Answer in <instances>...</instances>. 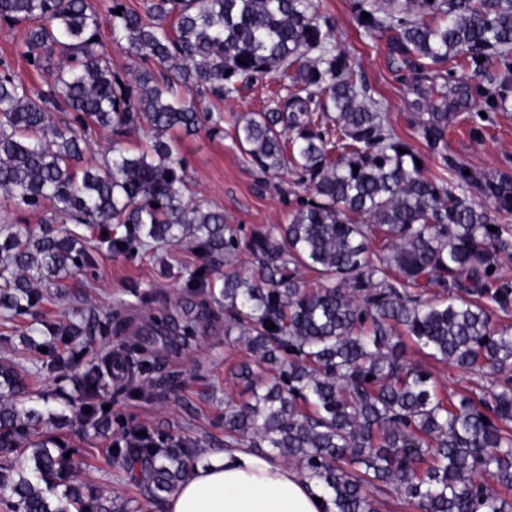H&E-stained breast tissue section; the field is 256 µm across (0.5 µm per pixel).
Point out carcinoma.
Returning a JSON list of instances; mask_svg holds the SVG:
<instances>
[{
    "instance_id": "cac0c4a2",
    "label": "carcinoma",
    "mask_w": 512,
    "mask_h": 512,
    "mask_svg": "<svg viewBox=\"0 0 512 512\" xmlns=\"http://www.w3.org/2000/svg\"><path fill=\"white\" fill-rule=\"evenodd\" d=\"M119 7L113 0L105 22L95 0H0V20L31 23L20 54L49 76L44 89L0 76V197L42 211L47 225L38 235L0 227V310L33 314L44 288L93 268L104 243L165 264L171 247L197 250L206 263L188 271L189 287L201 306L224 309L225 335L237 332L254 357L235 372L250 400L225 404L224 444L294 462L328 512H381L389 496L420 512H512L496 490L512 489V325L496 320L512 311V279L501 275L512 225L494 224L512 215V178L441 153L455 118L444 100L411 113L410 138L396 134L316 0ZM355 9L368 36L387 38L411 89L452 62L472 69L487 109L508 107L512 0H355ZM107 40L128 54L127 71L112 66ZM265 77L286 94L235 117V144L264 175L292 172L305 194L288 223L241 237L223 210L195 200L170 134H221L224 101ZM97 129L112 132V147L87 160ZM136 131L150 146L132 153L122 142ZM418 143L441 155L448 177L424 175ZM90 225L104 243L80 234ZM243 251L249 275L226 272L217 286L215 264L232 266ZM179 322L167 313L158 327L177 336L187 332ZM43 326L31 349H47V372L77 374L84 393L29 405L19 399L25 370L0 357V512H132L76 478L84 462L58 431L77 426L105 435L117 425L110 465L163 503L195 468V441L143 436L112 418L98 403L110 372L56 351L112 332V317ZM404 336L427 358L490 369V398L439 390L405 358ZM115 355L128 373L116 394L143 393L153 365L134 345Z\"/></svg>"
}]
</instances>
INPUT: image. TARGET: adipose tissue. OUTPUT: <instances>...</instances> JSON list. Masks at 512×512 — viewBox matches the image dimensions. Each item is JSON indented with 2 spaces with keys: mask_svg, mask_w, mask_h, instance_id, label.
Listing matches in <instances>:
<instances>
[{
  "mask_svg": "<svg viewBox=\"0 0 512 512\" xmlns=\"http://www.w3.org/2000/svg\"><path fill=\"white\" fill-rule=\"evenodd\" d=\"M291 464L229 445L196 467L165 501V512H326Z\"/></svg>",
  "mask_w": 512,
  "mask_h": 512,
  "instance_id": "obj_1",
  "label": "adipose tissue"
}]
</instances>
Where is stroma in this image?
<instances>
[{
	"label": "stroma",
	"mask_w": 512,
	"mask_h": 512,
	"mask_svg": "<svg viewBox=\"0 0 512 512\" xmlns=\"http://www.w3.org/2000/svg\"><path fill=\"white\" fill-rule=\"evenodd\" d=\"M317 4L336 41L350 52L363 73L372 94L386 104L390 124L401 137H409L414 96L403 80V70L392 58L386 38L364 34L356 22L354 0H317ZM26 30V24L0 21V73L39 84L44 72L17 52ZM477 85V78L468 68L456 69L449 80L435 82L436 90L447 92L448 109L456 114L448 129L446 152L482 174L512 177V108L486 112ZM278 89L270 78L247 84L238 96L225 102L223 115L228 118L261 111ZM173 145L187 163L196 199L223 209L227 224L247 234L263 224L287 223L294 202L288 193L292 175L286 172L266 178L257 173L237 149L232 126H225L217 136L205 128L192 135L178 132ZM170 253L172 266L168 269L161 267L150 252L132 259L107 251L99 253L93 275L76 273L66 279L64 303L43 304L32 318L8 320L0 315V336L9 339L8 356L28 370L30 390L51 391L60 386L72 395L76 385L70 381L56 384L42 367V355L26 345L32 322H54L64 314L75 321L91 312L111 315L113 322L122 323L121 333L107 340L94 338L84 351L86 358L96 359L107 349L137 342L146 348L155 371L145 386V396L124 398L105 392L101 403L110 406L113 416L127 424L190 436L197 440L199 455L204 458L224 447L225 402L248 398L243 387L232 382L230 373L238 363L250 359L251 353L244 341L226 338L220 318L196 324L195 336L178 347L159 333L158 316L179 313L181 305L199 300L186 284L187 269L199 263L195 252L178 246ZM66 440L84 454L81 480L119 500L131 501L140 512H164L146 504L139 486L109 465V440L80 431L68 434Z\"/></svg>",
	"instance_id": "1"
}]
</instances>
